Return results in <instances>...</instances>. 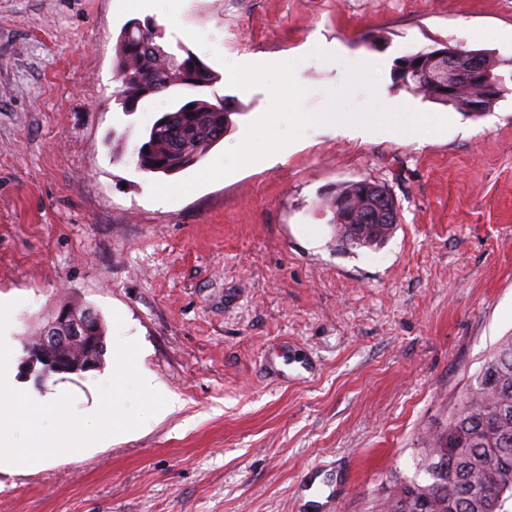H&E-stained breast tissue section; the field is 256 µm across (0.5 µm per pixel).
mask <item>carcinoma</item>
I'll return each instance as SVG.
<instances>
[{
	"mask_svg": "<svg viewBox=\"0 0 512 512\" xmlns=\"http://www.w3.org/2000/svg\"><path fill=\"white\" fill-rule=\"evenodd\" d=\"M134 20L116 41L114 68L119 82L114 101L122 111L137 109L151 96L188 89L196 97L177 100L163 114L165 123L152 125L132 151L138 171L172 175L197 164L232 127V111L213 91L217 76L196 55L169 52L159 43L162 27ZM394 82L409 91L439 102L421 78L407 79L394 72ZM352 185L327 197L324 206L333 213L336 242L350 249L348 229L339 224L336 201L350 199ZM512 336L501 338L487 353L456 398L448 422L424 434L417 475L395 485L381 512H512Z\"/></svg>",
	"mask_w": 512,
	"mask_h": 512,
	"instance_id": "obj_1",
	"label": "carcinoma"
}]
</instances>
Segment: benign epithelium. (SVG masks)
Here are the masks:
<instances>
[{
    "label": "benign epithelium",
    "mask_w": 512,
    "mask_h": 512,
    "mask_svg": "<svg viewBox=\"0 0 512 512\" xmlns=\"http://www.w3.org/2000/svg\"><path fill=\"white\" fill-rule=\"evenodd\" d=\"M403 71L422 74L441 98H456L465 88L473 87L476 94L464 104L465 111L476 114L484 111V102L497 95L498 85L485 72L480 57L468 51L431 49L416 56H406L400 63ZM341 220L354 229L368 224L396 225L398 205L374 204L363 216L357 214L346 201L340 202ZM100 315L91 307L74 303L60 305L52 317L40 328L34 353L28 357L29 370L41 368V377L52 374H82L101 364L104 337L93 336L92 323Z\"/></svg>",
    "instance_id": "obj_1"
}]
</instances>
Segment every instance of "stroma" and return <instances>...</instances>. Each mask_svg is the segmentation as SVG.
<instances>
[{
    "instance_id": "obj_1",
    "label": "stroma",
    "mask_w": 512,
    "mask_h": 512,
    "mask_svg": "<svg viewBox=\"0 0 512 512\" xmlns=\"http://www.w3.org/2000/svg\"><path fill=\"white\" fill-rule=\"evenodd\" d=\"M132 19L216 72L234 112L169 176L112 149L170 104L114 103ZM446 44L502 60L492 111L395 84L400 58ZM360 180L392 193L399 223L346 250L318 200ZM67 300L99 312L110 346L138 342L137 369L181 405L117 442L1 469L0 512H376L512 335V0H0L14 382L45 403L70 393L88 416L114 351L40 385L22 369L26 339Z\"/></svg>"
}]
</instances>
